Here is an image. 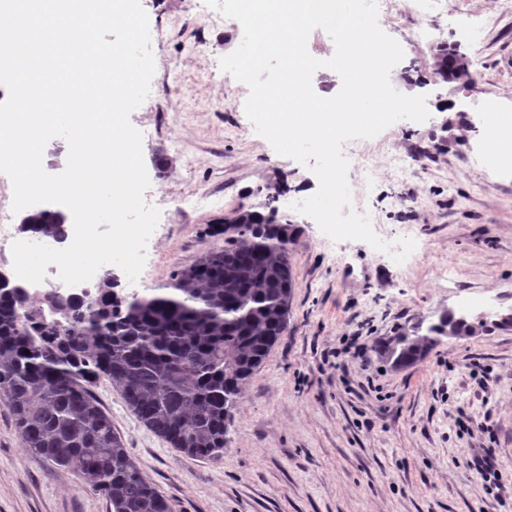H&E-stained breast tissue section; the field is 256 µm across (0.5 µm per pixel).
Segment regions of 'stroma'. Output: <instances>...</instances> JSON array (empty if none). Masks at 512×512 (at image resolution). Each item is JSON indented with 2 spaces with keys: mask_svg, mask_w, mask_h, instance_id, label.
<instances>
[{
  "mask_svg": "<svg viewBox=\"0 0 512 512\" xmlns=\"http://www.w3.org/2000/svg\"><path fill=\"white\" fill-rule=\"evenodd\" d=\"M155 73L130 115L142 134L147 204L161 212L136 283L156 293L172 271L224 245L213 225L263 210L269 188L291 224L288 329L249 378L220 457L191 459L154 435L109 380L94 392L141 471L175 512H512V326L442 338L412 365L385 352L398 333L426 334L448 312L512 313V167L482 159L488 115L512 114V11L499 0H395L378 21L404 50L390 72L430 117L346 142L354 210L385 242L414 236L403 263L360 240L333 241L294 202L315 174L279 155L245 114L248 88L219 67L240 24L204 0H141ZM459 44L474 82L433 73L432 48ZM377 175L363 180L358 153ZM413 164L401 175L392 163ZM453 268L448 285L441 272ZM368 336L365 360L333 358L347 334ZM491 458L488 476L475 470ZM0 512H109L71 470L23 447L0 405Z\"/></svg>",
  "mask_w": 512,
  "mask_h": 512,
  "instance_id": "35a3bbf8",
  "label": "stroma"
}]
</instances>
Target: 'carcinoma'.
Segmentation results:
<instances>
[{"label": "carcinoma", "instance_id": "cac0c4a2", "mask_svg": "<svg viewBox=\"0 0 512 512\" xmlns=\"http://www.w3.org/2000/svg\"><path fill=\"white\" fill-rule=\"evenodd\" d=\"M268 213L241 211L214 229L224 248L171 274L165 291L126 298L102 277L95 296L62 311L33 291L0 283V404L24 447L75 471L111 512H173L171 500L135 464L93 393L106 378L139 421L192 458L224 453L226 421L243 384L288 328L292 267L288 239ZM65 223L28 213L25 231L61 238ZM399 336V362L437 342Z\"/></svg>", "mask_w": 512, "mask_h": 512}]
</instances>
